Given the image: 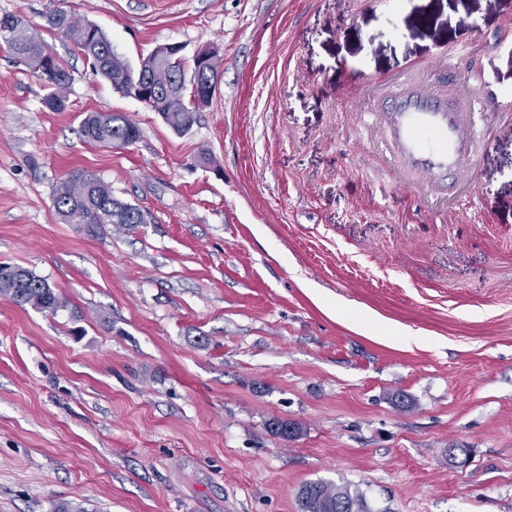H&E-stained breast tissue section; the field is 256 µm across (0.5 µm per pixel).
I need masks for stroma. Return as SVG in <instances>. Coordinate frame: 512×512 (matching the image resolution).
Returning <instances> with one entry per match:
<instances>
[{"instance_id":"obj_1","label":"stroma","mask_w":512,"mask_h":512,"mask_svg":"<svg viewBox=\"0 0 512 512\" xmlns=\"http://www.w3.org/2000/svg\"><path fill=\"white\" fill-rule=\"evenodd\" d=\"M60 8L134 69L162 43L217 47L211 102L172 131L48 30ZM461 10L492 34L512 0H412L396 18L370 0H0L70 75L51 111L0 42V263L74 307L0 298V512H301L319 480L372 512H512V133L481 136L482 207L451 224L349 120L368 77L463 42ZM502 42L467 76L512 114ZM90 111L124 113L139 140L87 144ZM76 168L143 223H64L54 194Z\"/></svg>"}]
</instances>
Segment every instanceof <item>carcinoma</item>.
Returning a JSON list of instances; mask_svg holds the SVG:
<instances>
[{
	"label": "carcinoma",
	"instance_id": "1",
	"mask_svg": "<svg viewBox=\"0 0 512 512\" xmlns=\"http://www.w3.org/2000/svg\"><path fill=\"white\" fill-rule=\"evenodd\" d=\"M7 19L9 26L0 28V41L32 70L43 69L48 49L39 34L32 32L31 26L20 17L9 15ZM47 23L83 52L85 59L95 64V74L109 81L117 91L129 93L135 74L114 52L101 29L59 10L48 16ZM53 64L55 76L48 78L51 91L45 97L47 102L64 97L65 86L70 80L59 60H53ZM183 71V62H168L166 87L160 92L155 105L163 121L177 133L190 129L196 113L195 92L181 81ZM81 132L88 142L104 147L113 145L116 140L133 144L140 138L137 124L118 112L88 113L82 120ZM54 205L65 223L82 224L95 235L103 233L108 224L131 228L142 221L139 208L113 197L104 181L81 170L71 172L59 185ZM0 297L42 312L49 309L53 315L70 306L69 300L52 288L46 279L21 266L17 267L12 279L0 278ZM269 428L273 434L284 438L298 433L295 424L286 420L273 419ZM299 497L304 499L301 509L305 512H371L363 494L332 482H308L301 487Z\"/></svg>",
	"mask_w": 512,
	"mask_h": 512
}]
</instances>
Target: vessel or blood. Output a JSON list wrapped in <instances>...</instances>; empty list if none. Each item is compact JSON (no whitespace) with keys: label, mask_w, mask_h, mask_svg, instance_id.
Here are the masks:
<instances>
[{"label":"vessel or blood","mask_w":512,"mask_h":512,"mask_svg":"<svg viewBox=\"0 0 512 512\" xmlns=\"http://www.w3.org/2000/svg\"><path fill=\"white\" fill-rule=\"evenodd\" d=\"M459 52L451 47L412 65L385 80L380 105L360 102L355 109L369 117L363 151L383 161L408 193L449 199L437 219L466 224L469 215L451 201L458 187L477 190L481 163L476 144L501 101L495 92L465 87L455 76L451 61Z\"/></svg>","instance_id":"obj_1"}]
</instances>
